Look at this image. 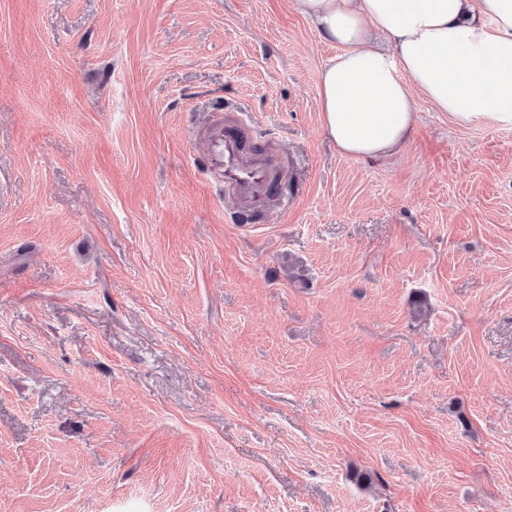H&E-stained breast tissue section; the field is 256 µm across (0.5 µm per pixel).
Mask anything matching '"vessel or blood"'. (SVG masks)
I'll use <instances>...</instances> for the list:
<instances>
[{
    "label": "vessel or blood",
    "instance_id": "obj_1",
    "mask_svg": "<svg viewBox=\"0 0 512 512\" xmlns=\"http://www.w3.org/2000/svg\"><path fill=\"white\" fill-rule=\"evenodd\" d=\"M203 161L212 179L232 193L236 201L235 222L246 224L254 214L271 211L281 172L280 159L263 147L245 153L239 122L220 118L212 124Z\"/></svg>",
    "mask_w": 512,
    "mask_h": 512
}]
</instances>
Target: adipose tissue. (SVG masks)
<instances>
[{"label":"adipose tissue","instance_id":"adipose-tissue-1","mask_svg":"<svg viewBox=\"0 0 512 512\" xmlns=\"http://www.w3.org/2000/svg\"><path fill=\"white\" fill-rule=\"evenodd\" d=\"M338 48L318 86L338 152L397 154L426 100L456 124H512V0H293Z\"/></svg>","mask_w":512,"mask_h":512}]
</instances>
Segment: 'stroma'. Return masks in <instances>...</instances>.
Here are the masks:
<instances>
[{
    "mask_svg": "<svg viewBox=\"0 0 512 512\" xmlns=\"http://www.w3.org/2000/svg\"><path fill=\"white\" fill-rule=\"evenodd\" d=\"M289 0H0V512H512V125L337 153ZM241 112L287 206L227 221Z\"/></svg>",
    "mask_w": 512,
    "mask_h": 512,
    "instance_id": "35a3bbf8",
    "label": "stroma"
}]
</instances>
